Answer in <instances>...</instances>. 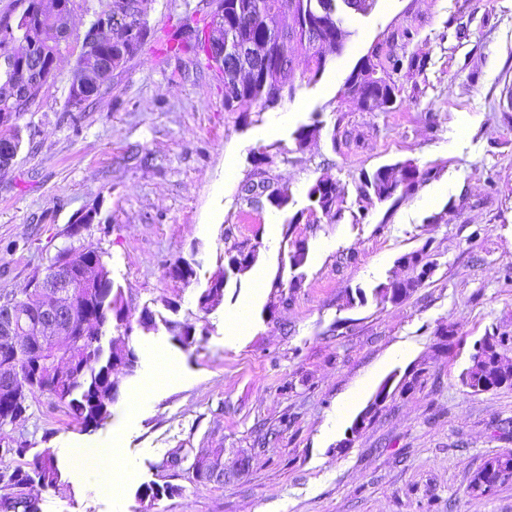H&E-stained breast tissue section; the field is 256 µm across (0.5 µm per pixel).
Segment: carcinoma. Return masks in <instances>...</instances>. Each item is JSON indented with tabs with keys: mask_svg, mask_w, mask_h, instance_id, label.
<instances>
[{
	"mask_svg": "<svg viewBox=\"0 0 512 512\" xmlns=\"http://www.w3.org/2000/svg\"><path fill=\"white\" fill-rule=\"evenodd\" d=\"M293 2L292 13H283L280 29L274 30L265 24L266 15L277 4ZM35 0H17L15 8L0 15V29L13 27L17 35H29L35 30L43 33L38 40L39 53L44 57L59 50L58 43L49 42L48 34L58 30L61 14L38 13L31 9ZM318 0H224V52L232 53L244 46H257L264 50V61L259 63L257 74L239 82L228 72L224 73V107L230 112H240L248 117L252 109L263 112L279 105L295 90V72L280 68L281 53L292 51L307 58L308 81L312 82L326 69L327 56L310 48L301 37L307 28L309 4ZM130 28L136 30V44L125 38L127 30L115 31L114 41L98 47L102 54L113 57L112 66L117 68L134 57L148 36L147 22L133 20ZM322 32L328 47L336 54L342 53L350 32L340 18L325 19ZM169 43L176 50H196L199 43L192 41V30L185 26ZM30 68L29 60L10 50V44L0 39V106L14 105L18 112H26L30 105H16L8 99V86L15 82L14 75ZM346 90L352 96L372 97L381 101V106L390 109L397 101L399 89L390 76L374 63L372 57L363 59L346 80ZM388 182L378 173L367 174L359 186L360 200L372 196L380 197L387 191ZM340 197L338 186L328 189L310 187L308 200L312 210L333 219ZM97 260L98 274L109 273L104 261V251L84 245H70L60 250L45 272L33 276L31 287L22 299L0 297V307L8 306L20 313L34 315L45 302V287L57 274L59 266L67 264L75 268L85 257ZM424 252H413L400 258L408 263L410 278L402 285L403 295L408 297L415 289L424 285L430 273L415 272L411 267L415 258ZM227 278H222L212 288L199 296V307L210 311L224 299ZM78 290V303L86 308L89 323L88 334L75 336L62 351L50 348L36 350L16 336L0 334V375L8 373L13 388L6 392L0 389V430L16 424L25 417L30 400L38 394H48L64 412L73 418L84 431H94L112 416V406L120 394V381L115 378L122 370L127 375L135 373L140 356L133 347L124 349L110 344H101L102 330L109 324L117 329L132 328L129 314L122 304L121 294L113 290L111 278ZM194 325L182 324L181 332L171 333V340L187 349L198 343ZM512 344L511 338L491 335L485 337L472 354L471 365L463 374L462 383L473 393L480 392L484 374L499 370V387L512 388V365H499L500 349ZM190 459V449L176 448L165 461L168 471L164 484H144L139 496L161 498L180 496L183 486L174 483L181 477L183 465ZM65 485L63 471L55 452L50 448L32 451L29 441L23 437H10L0 441V512H41L40 499L31 493V488L57 490Z\"/></svg>",
	"mask_w": 512,
	"mask_h": 512,
	"instance_id": "cac0c4a2",
	"label": "carcinoma"
}]
</instances>
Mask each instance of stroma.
I'll return each instance as SVG.
<instances>
[{
  "label": "stroma",
  "instance_id": "stroma-1",
  "mask_svg": "<svg viewBox=\"0 0 512 512\" xmlns=\"http://www.w3.org/2000/svg\"><path fill=\"white\" fill-rule=\"evenodd\" d=\"M215 7L149 0L151 37L75 116L67 85L91 20L75 0L55 73L15 120L23 146L0 170V297L23 298L88 213L82 241L104 251L130 313L147 307L206 331L185 350L163 327L107 329L140 352L169 346L186 378L127 427L115 493L43 490L42 512H512V481L466 492L487 458L512 450V388L473 394L461 382L484 336H512V0H374L346 16V47L316 82L248 122L225 111L204 53L165 50L186 16L206 20ZM370 54L385 68L403 62L393 109L368 112L343 94ZM311 123L297 147L294 131ZM259 148L270 161L258 167ZM408 161L425 179L359 203L363 174ZM320 179L341 190L336 220L309 212ZM246 183L287 188V208L246 204ZM298 240L307 258L294 269ZM424 247L431 278L400 303L379 302L375 287ZM239 248L256 250L269 288L257 297L250 275L230 277L222 303L201 311L200 293ZM179 259L194 265L191 283L168 276ZM240 313L239 335H226ZM386 381L387 400L352 433ZM31 410L6 434L53 448L69 473L75 449L113 429L81 431L46 394ZM174 448L223 449L228 468L244 449L252 464L223 487L187 474L182 496L140 501Z\"/></svg>",
  "mask_w": 512,
  "mask_h": 512
}]
</instances>
